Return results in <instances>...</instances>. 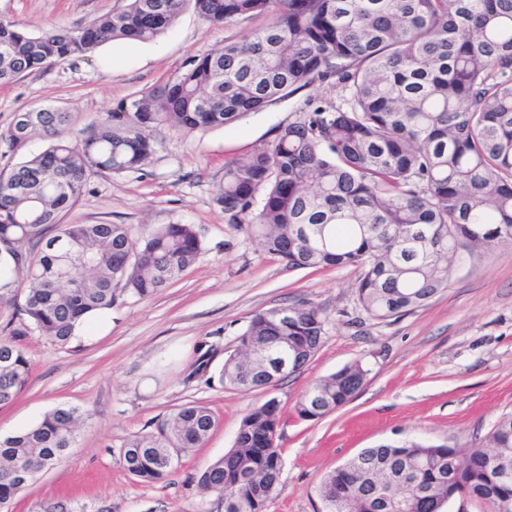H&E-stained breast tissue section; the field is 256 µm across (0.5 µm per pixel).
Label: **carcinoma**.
<instances>
[{
  "mask_svg": "<svg viewBox=\"0 0 512 512\" xmlns=\"http://www.w3.org/2000/svg\"><path fill=\"white\" fill-rule=\"evenodd\" d=\"M210 25L268 15L249 38L195 57L163 85L119 103L87 137L68 136L69 115L24 109L0 132L13 153L40 136L47 147L0 170V282L15 274L28 285L20 311L26 330L68 344L91 316L126 300L151 297L178 279L204 251L195 225L158 224L134 237L126 224H62L103 172L140 171L152 155L147 131L166 124L192 133L220 128L318 81L341 90L342 102L307 101L304 120L278 129L275 140L224 167L214 202L227 223L246 229L290 268L355 266L357 300L386 320L420 306L447 287L457 251L512 246V0H126V5L76 29L46 27L31 35L0 19V83L108 42H151L186 5ZM56 234L40 250L49 227ZM88 253L90 264L55 278L62 249ZM261 311L237 337L219 382H246L249 352L272 354L288 342L308 362L323 344L327 317L311 303ZM25 352L0 338V407L26 387ZM350 363L312 384L296 410L319 419L349 402L365 380ZM85 413L56 408L32 427L0 438V507L65 457ZM216 424L204 405L174 411L160 434L122 448L125 469L143 483L166 479L174 454L200 447ZM275 399L240 421L234 447L202 471L205 492L224 498V512H266L281 491ZM455 447L408 438L360 452L369 472L347 465L323 477L326 512H371L367 484L400 462L420 498L393 490L401 512H442L465 496L488 506L512 502V474L492 458L512 459V415L502 416L486 451L458 460Z\"/></svg>",
  "mask_w": 512,
  "mask_h": 512,
  "instance_id": "1",
  "label": "carcinoma"
}]
</instances>
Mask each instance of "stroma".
<instances>
[{"label":"stroma","mask_w":512,"mask_h":512,"mask_svg":"<svg viewBox=\"0 0 512 512\" xmlns=\"http://www.w3.org/2000/svg\"><path fill=\"white\" fill-rule=\"evenodd\" d=\"M124 0H0V19L31 33L75 29L119 10ZM266 17L214 27L186 7L155 41L120 40L0 85V131L16 112L52 106L69 115L71 136L88 135L118 102L182 72L194 57L240 41ZM338 102L339 91L313 84L233 124L186 134L159 124L140 171L105 172L61 217L65 224H126L141 234L156 224L196 225L203 253L155 296L125 301L107 327L60 346L18 333L16 306L25 281L0 290V338L26 353L31 375L16 400L0 408V437L76 406L90 418L66 458L41 473L0 512H224L222 497L197 479L233 448L242 417L269 399L281 407L282 491L266 512H325L324 475L362 449L416 437L459 448L486 444L499 418L512 414V246L466 250L447 288L390 319L368 317L356 301L352 266L291 269L241 227L225 223L213 200L231 161L245 160L299 121L308 99ZM302 302L328 317L324 342L300 370L271 388L221 385L227 351L260 311ZM367 375L354 397L328 416L303 420L296 404L318 379L352 362ZM211 409L205 443L181 454L170 476L143 483L121 459L131 439L158 433L186 404Z\"/></svg>","instance_id":"stroma-1"}]
</instances>
